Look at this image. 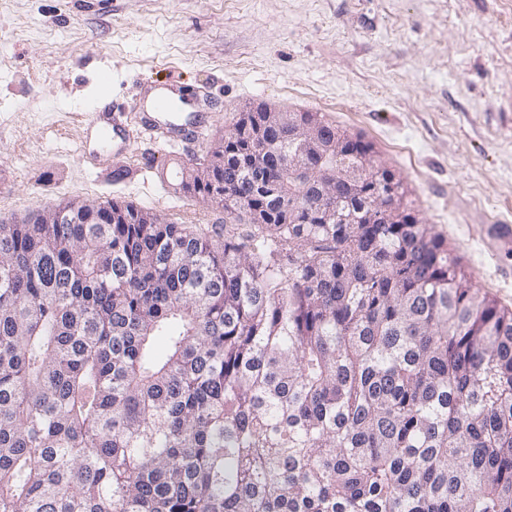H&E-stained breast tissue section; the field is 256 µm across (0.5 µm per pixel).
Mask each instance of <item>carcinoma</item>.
Segmentation results:
<instances>
[{
    "mask_svg": "<svg viewBox=\"0 0 512 512\" xmlns=\"http://www.w3.org/2000/svg\"><path fill=\"white\" fill-rule=\"evenodd\" d=\"M290 116L331 167L370 147ZM259 117L188 165L224 227L115 201L0 224V512H512V311L411 211L324 222Z\"/></svg>",
    "mask_w": 512,
    "mask_h": 512,
    "instance_id": "cac0c4a2",
    "label": "carcinoma"
}]
</instances>
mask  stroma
I'll use <instances>...</instances> for the list:
<instances>
[{"label":"stroma","instance_id":"35a3bbf8","mask_svg":"<svg viewBox=\"0 0 512 512\" xmlns=\"http://www.w3.org/2000/svg\"><path fill=\"white\" fill-rule=\"evenodd\" d=\"M172 83L210 88V137L253 104L362 136L512 309V253L477 236L512 225V0H0V222L80 197L223 223L178 187L200 149L117 152L87 121L102 95Z\"/></svg>","mask_w":512,"mask_h":512}]
</instances>
